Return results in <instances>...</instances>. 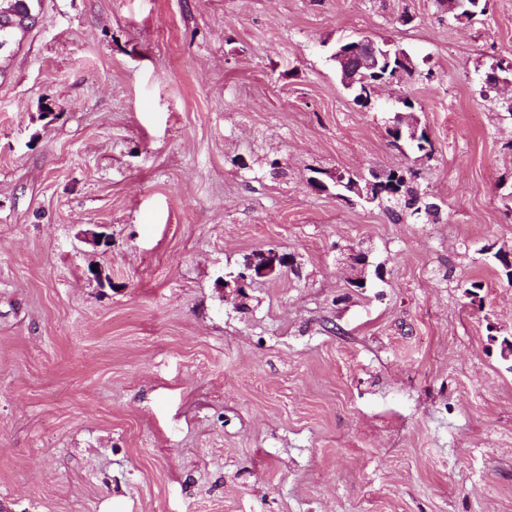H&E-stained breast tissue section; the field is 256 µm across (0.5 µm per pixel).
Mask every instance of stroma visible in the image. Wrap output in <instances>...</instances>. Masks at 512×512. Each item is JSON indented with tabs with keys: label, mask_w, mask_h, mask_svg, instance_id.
<instances>
[{
	"label": "stroma",
	"mask_w": 512,
	"mask_h": 512,
	"mask_svg": "<svg viewBox=\"0 0 512 512\" xmlns=\"http://www.w3.org/2000/svg\"><path fill=\"white\" fill-rule=\"evenodd\" d=\"M366 37L414 74L364 108ZM511 103L512 0H42L0 78V512H512ZM403 168L438 220L313 187ZM387 42L372 39H359L345 44L336 54L342 72V82L349 88L362 83L368 73L380 68L381 58L388 60L392 51H386ZM394 121L391 126L386 129L388 136L392 139L390 142L396 147H400V142H403L410 146L414 151L421 153L422 156L429 157L432 153V142L425 131H420L415 140L409 139L408 134L404 133L403 140L401 141L398 132L394 128ZM409 142V143H407ZM289 264V260L282 258L281 253L276 249L260 251L256 257L250 259L247 265V272L237 275L234 278L235 288H246L248 280L253 281L255 278L267 277Z\"/></svg>",
	"instance_id": "obj_1"
}]
</instances>
